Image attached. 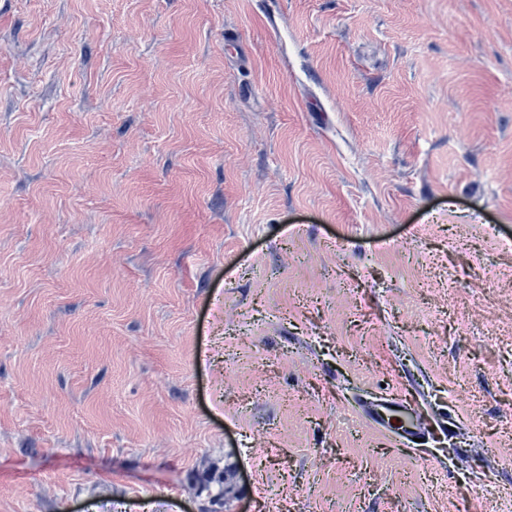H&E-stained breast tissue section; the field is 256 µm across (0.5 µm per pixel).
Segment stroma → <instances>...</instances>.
Instances as JSON below:
<instances>
[{
    "instance_id": "obj_1",
    "label": "stroma",
    "mask_w": 512,
    "mask_h": 512,
    "mask_svg": "<svg viewBox=\"0 0 512 512\" xmlns=\"http://www.w3.org/2000/svg\"><path fill=\"white\" fill-rule=\"evenodd\" d=\"M0 512H512V0H0ZM392 406H396V409H392ZM369 417L385 430H391L399 438L400 445L408 450H415L410 444H415L414 438L420 439L425 432L422 411L415 404L397 396L382 398L372 404Z\"/></svg>"
}]
</instances>
